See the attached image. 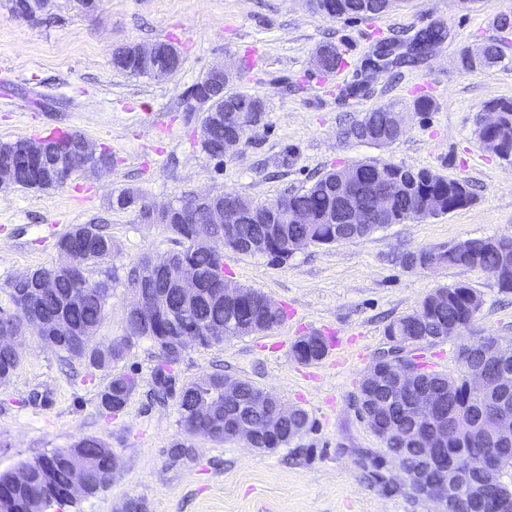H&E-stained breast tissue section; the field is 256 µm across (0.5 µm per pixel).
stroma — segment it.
Here are the masks:
<instances>
[{
  "label": "stroma",
  "mask_w": 512,
  "mask_h": 512,
  "mask_svg": "<svg viewBox=\"0 0 512 512\" xmlns=\"http://www.w3.org/2000/svg\"><path fill=\"white\" fill-rule=\"evenodd\" d=\"M12 6L13 0H0V142L78 130L111 152L112 168L97 177L75 174L57 189L0 187V307L9 305L11 279L58 263L55 242L62 234L103 222L115 251L89 275L112 274V296L92 342L104 348L127 339L128 265L177 245L161 225L109 209L112 192L125 188L158 205L204 192L265 202L327 170L380 160L466 180L475 201L359 241L308 246L280 266L225 250V279L265 293L285 316L268 332L187 349L161 402L153 395L159 358L150 340H127L116 370L134 374L139 388L112 414L100 405L112 371L67 361L27 337L17 370L0 384V472L95 437L119 456L120 468L106 488L60 512H121L130 498L143 501L146 512H431L411 494L389 497L363 479L356 451L380 448L381 441L358 417L354 398L388 346L386 325L436 288L468 284L483 299L469 335L512 340V292H502L490 274L412 268L400 260L469 238L512 235V164L476 135L487 103L512 100V32L496 26L499 14L512 12V0H405L388 13L351 20L326 19L310 0H97L91 14L79 0H55L33 18L15 15ZM435 23L448 36L427 57L367 69L383 47L405 52ZM158 40L181 56L174 76L113 70L116 48ZM491 41L502 53L498 66H462L464 50ZM325 42L344 57L331 74L313 65ZM253 51L261 61L243 70L237 87L265 99L264 118L233 155L209 158L201 148L202 115L186 111V93L210 67L240 63ZM421 97L431 101L430 111L412 115L393 145L338 136L340 127L383 103L409 108ZM317 333L337 338L342 358L296 361L292 344ZM215 372L250 380L306 409L313 429L267 453L230 438L185 436L178 392ZM180 438L189 453L175 459L169 449Z\"/></svg>",
  "instance_id": "35a3bbf8"
}]
</instances>
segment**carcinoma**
Returning a JSON list of instances; mask_svg holds the SVG:
<instances>
[{
  "label": "carcinoma",
  "instance_id": "carcinoma-1",
  "mask_svg": "<svg viewBox=\"0 0 512 512\" xmlns=\"http://www.w3.org/2000/svg\"><path fill=\"white\" fill-rule=\"evenodd\" d=\"M397 0H315L318 12L326 18H356L383 14L394 7ZM447 37V30L442 25H432L422 30L416 39L428 46L433 42ZM317 53L322 55L321 70L334 72L341 62V54L336 45L327 42L319 46ZM502 61L501 51L497 44L488 43L481 47V57L475 58L470 51L461 55L462 65L471 70L490 69ZM112 69L131 76H141V61L136 53V46H125L112 55ZM191 96L212 97L211 109L215 112L252 111L261 97L239 91L234 83L225 86L221 93H213L212 88L196 82L189 89ZM493 107L505 113L501 124L492 129L478 126L480 140L494 138L506 151L504 160L512 161V102L497 101ZM400 109L397 102L384 103L370 112L365 113L361 120L340 129L342 133H350L355 137L372 136L371 143L378 146H389L392 141L380 137L386 121V113ZM238 132L241 139H246L247 129H236L224 124L217 125L202 137L201 147L204 153L213 159L224 157V136ZM85 136L75 131H65L49 135L39 143L42 149L36 155L44 156L47 146H64L70 152L69 166L73 171L84 172L90 167L88 158L76 150L77 143ZM30 144V139H18L13 142L0 143V168L12 163V157L22 144ZM355 170L365 172L369 177L380 181L387 179L396 184L392 199L393 210L397 213H408L421 203L423 196L432 195L441 199L443 206L449 211L464 208L474 201L466 181L450 179L429 169L395 168V164L386 161H368L354 165ZM49 167L36 164L26 168L13 170L14 183L20 187L48 190L61 188L66 184L61 176L53 182L43 181ZM341 170H329L321 174L312 183L296 192L280 196L289 210L309 213L312 224H286L277 220L275 227L279 229V239L271 242L269 253L265 255L271 264L287 263L290 256L285 254L284 241L296 237L311 239L313 245H330L342 241H350L355 229L345 224H331L326 217L336 211L339 201L336 197V179ZM143 200L135 190L125 189L109 200V207L114 211L135 210L136 203ZM165 229L176 237L180 249L170 253L174 265L185 263L196 270L199 278L200 300L184 311V315L171 321L160 322L159 327L149 333L146 339L158 346L163 341L183 335L196 326L205 329H224V324L234 319L245 322L251 319L256 326L267 331L273 325L258 319L262 315L261 308L252 307L250 298L262 297L264 293L250 288L239 287L238 304L227 305L224 299L214 297L211 279L224 271V249L222 241L223 226L215 230L214 242L211 245L194 243L195 225L187 224L179 216H173L165 224ZM269 225L246 223L240 230V243L234 251L255 255L249 247V241L258 234L268 233ZM56 249L60 261L56 265L34 269L38 274L55 276L56 286L53 292L44 298L42 307L52 313L62 315L76 330L95 331L106 316V306L112 292L99 293L97 281L85 276L78 280L67 273V266L73 264L83 272H88L92 264L112 258L115 245L112 234L106 228L96 224H79L70 228L58 238ZM434 258L447 266L479 268L489 274L498 272L504 266L501 252L488 244L484 238H469L448 250H431ZM148 272L147 258L141 257L126 270L128 287H135L139 279ZM6 290L11 307L0 309V314H7L15 322L23 320V307L20 300L22 285L9 281ZM435 293L444 296L440 302L432 301L431 295L424 297L428 321L424 331L431 334L443 324L450 321L458 324L460 331L467 330L474 322L483 306L481 296L463 283L443 286ZM412 315L407 313L392 320L385 329L388 336H410L414 333ZM127 339L116 340L112 349L104 351L91 345L85 351L76 352L65 342L54 343L50 340L44 344L54 348L68 360H86L96 368L110 369L112 364L123 358ZM328 343L324 337L310 335L300 337L292 346L294 358L304 364L316 363L324 358ZM20 363L19 354L9 353L0 349V383L8 382ZM407 364L417 371L410 385L421 387L437 394L442 399L443 409L448 417L459 410L470 413L475 427L456 433L448 432L442 436L427 425L413 419L406 407L400 403L388 405L381 413L371 417L368 427L379 436L384 447L374 451L362 448L358 450L359 460L365 465L363 478L369 482H377L383 476V470L391 461L398 462L406 474H411L423 465L421 449L440 448L442 456L451 457L457 464V470L466 481L479 478L480 457L485 449L497 448L500 469L512 468V442L502 439L493 440L480 434L476 423L481 421V407L485 399L479 396L475 385L476 370L486 366L482 357L472 355L458 359L459 368L456 373L439 374L424 369L415 359L407 360ZM239 392L236 398L224 400V375L213 373L185 384L179 394L180 420L184 432L190 436L204 433L215 440H224L236 427L245 421H259L264 411L273 407L281 399L274 393L254 385L248 380L238 381ZM392 386L391 378L378 382H363L360 385L356 401L363 410H371ZM138 388L135 375L125 372L111 374L108 385L100 394V406L107 410L124 408ZM208 404L214 409L211 419L204 421L198 418V408ZM394 423L399 424L398 434L391 436L387 429ZM313 426L308 412L294 406L284 420L282 430L268 434L259 440L261 448H281L295 437L309 431ZM80 453H73V448L55 450L50 455L38 458L22 466L29 474L28 484L19 486L13 482L14 473H0V512H50L56 506L73 503L67 499V490L71 482L72 468L76 464L84 465L90 473L92 484L89 495L94 496L107 487L105 481L119 467V457L104 442L94 437H86L74 444Z\"/></svg>",
  "mask_w": 512,
  "mask_h": 512
}]
</instances>
